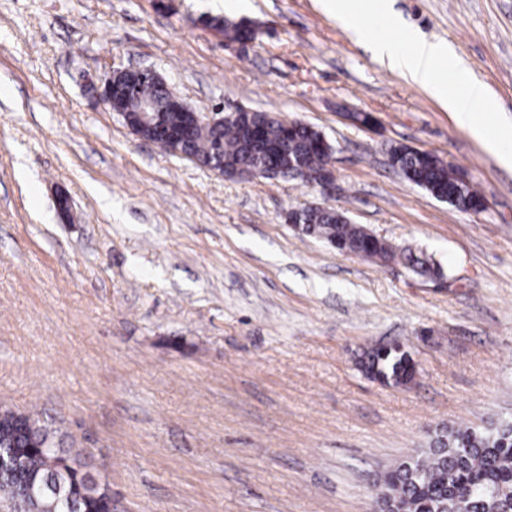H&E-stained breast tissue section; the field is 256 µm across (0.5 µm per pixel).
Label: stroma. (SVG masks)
<instances>
[{
	"label": "stroma",
	"mask_w": 512,
	"mask_h": 512,
	"mask_svg": "<svg viewBox=\"0 0 512 512\" xmlns=\"http://www.w3.org/2000/svg\"><path fill=\"white\" fill-rule=\"evenodd\" d=\"M448 43L512 140V0H392ZM257 28L247 49L199 25ZM156 70L200 112L298 120L340 193L230 179L134 135L95 88ZM0 407L36 414L115 512H369L373 475L441 426L512 414V169L317 0H0ZM437 154L457 210L387 163ZM67 211H60V200ZM323 202L426 254L444 285L339 254L289 211ZM400 344L407 387L358 368Z\"/></svg>",
	"instance_id": "1"
}]
</instances>
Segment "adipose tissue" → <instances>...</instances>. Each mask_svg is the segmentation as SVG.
Wrapping results in <instances>:
<instances>
[{
	"label": "adipose tissue",
	"mask_w": 512,
	"mask_h": 512,
	"mask_svg": "<svg viewBox=\"0 0 512 512\" xmlns=\"http://www.w3.org/2000/svg\"><path fill=\"white\" fill-rule=\"evenodd\" d=\"M319 2L330 17L352 31L359 41L369 42L379 64L398 72L428 92L445 110L452 113L461 128L466 129L486 148L496 152L504 165L512 167V147L505 145L499 137L489 135L476 120L477 113L494 109L484 86L467 81L462 82L461 89H449V82L459 80L461 62L448 44L431 42L414 33L404 34L399 39H373L359 23L357 0Z\"/></svg>",
	"instance_id": "adipose-tissue-1"
}]
</instances>
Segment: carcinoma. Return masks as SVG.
Segmentation results:
<instances>
[{"mask_svg": "<svg viewBox=\"0 0 512 512\" xmlns=\"http://www.w3.org/2000/svg\"><path fill=\"white\" fill-rule=\"evenodd\" d=\"M147 102L161 111L159 124L173 127L178 116L170 110L159 83L142 80L136 92L116 100L114 111L132 119ZM257 126L263 139L254 143L248 129ZM195 162L224 172L236 168L261 169L273 162H299L313 171L327 163L328 146L322 133L300 123L287 127L268 112L244 111L227 115L224 123L198 126L180 144ZM397 171L430 195L452 193L457 169L431 153H419L404 144L389 146ZM483 196L472 185L451 206L460 211L475 207ZM301 234L319 238L339 253L356 252L380 264L396 260L414 273L436 279L441 269L409 249H399L369 233L361 224L344 220L346 213L328 207L297 211ZM360 370L369 378L393 386L410 384L416 365L399 345L363 350ZM0 450L20 459L16 467L0 469V507L8 512H42L45 497L56 500L58 512H109V504L94 497L90 476L83 471L81 452L56 447L54 431L34 414L16 424L0 420ZM393 512H512V417L482 427H444L429 447L420 448L388 474Z\"/></svg>", "mask_w": 512, "mask_h": 512, "instance_id": "1", "label": "carcinoma"}]
</instances>
